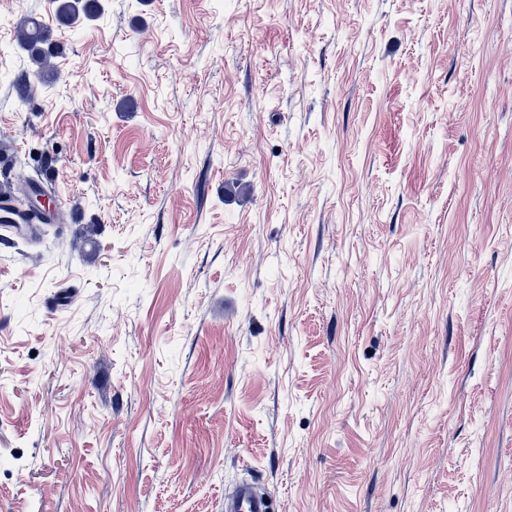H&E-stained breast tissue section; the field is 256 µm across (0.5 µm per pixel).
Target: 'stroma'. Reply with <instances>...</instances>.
<instances>
[{"label":"stroma","instance_id":"stroma-1","mask_svg":"<svg viewBox=\"0 0 512 512\" xmlns=\"http://www.w3.org/2000/svg\"><path fill=\"white\" fill-rule=\"evenodd\" d=\"M102 4L0 0L69 211L0 239V512H512V0ZM57 20L73 25L80 19L93 20L101 13L100 0H51ZM17 43L28 53L36 74L54 72L52 59L57 57L58 46L40 20L32 16L23 17L17 26ZM225 512H277L273 497L249 480L238 483L230 492L224 493Z\"/></svg>","mask_w":512,"mask_h":512}]
</instances>
